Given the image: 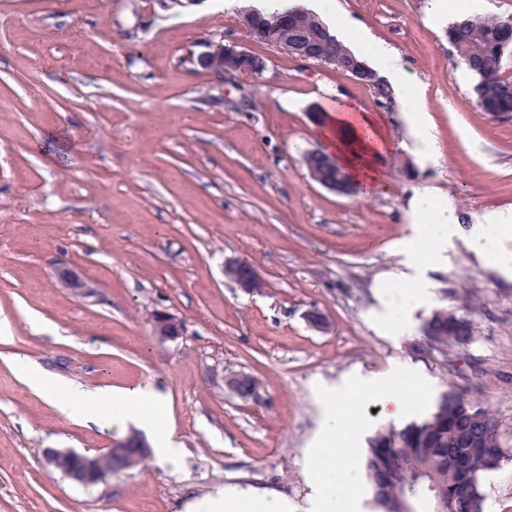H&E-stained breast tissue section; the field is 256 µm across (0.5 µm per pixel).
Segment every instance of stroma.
<instances>
[{
    "label": "stroma",
    "instance_id": "1",
    "mask_svg": "<svg viewBox=\"0 0 512 512\" xmlns=\"http://www.w3.org/2000/svg\"><path fill=\"white\" fill-rule=\"evenodd\" d=\"M356 27L391 46L415 78L433 148L407 113L329 66L248 37L224 0H0V512H188L217 492L274 495L313 512L330 484L336 512H380L364 469L392 388L419 420L449 385L512 423V274L469 246L485 216L512 211V113L476 105L473 80L432 0H338ZM225 39L263 58L232 84L189 55ZM338 103L369 112L389 143L381 188L342 196L314 183L305 155L325 149L309 115ZM410 160L404 176L396 157ZM442 188L460 234L442 259L415 246L413 189ZM416 248L431 296L399 336L380 290ZM243 259L265 279L249 294L224 279ZM77 271L75 294L57 272ZM473 322L459 350L417 353L434 311ZM182 334L158 341L152 317ZM322 312L328 328L306 321ZM94 390L148 386L181 447L165 462L94 486L44 460L48 448L101 454L134 425L62 414L22 366ZM254 377V396L224 384ZM364 377L334 401L330 467L306 465L324 400L314 387ZM485 512H512V460L482 477Z\"/></svg>",
    "mask_w": 512,
    "mask_h": 512
}]
</instances>
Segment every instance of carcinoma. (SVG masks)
<instances>
[{"instance_id":"cac0c4a2","label":"carcinoma","mask_w":512,"mask_h":512,"mask_svg":"<svg viewBox=\"0 0 512 512\" xmlns=\"http://www.w3.org/2000/svg\"><path fill=\"white\" fill-rule=\"evenodd\" d=\"M253 25L263 26L279 17L285 25L256 31L251 38L273 46V40L299 39L333 57L331 66L389 94L371 67L331 34L318 17L302 9L288 13L250 14ZM448 43L473 79L477 106L483 112H512V80L502 77L505 54L512 49V20L497 16H460L448 24ZM308 169L329 177L343 173L340 163L327 154L306 155ZM473 336L472 321L453 310H437L428 325V339L439 346H467ZM506 428L497 412L467 398L456 385L450 387L425 418L402 428L390 426L368 440L364 467L374 500L382 512L400 495L413 509L436 512V498L448 501V512H476L484 504L480 477L491 471L494 454L512 456V430L498 448L485 447L495 431Z\"/></svg>"}]
</instances>
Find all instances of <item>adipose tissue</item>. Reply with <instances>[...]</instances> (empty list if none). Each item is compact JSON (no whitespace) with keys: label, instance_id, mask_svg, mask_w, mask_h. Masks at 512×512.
<instances>
[{"label":"adipose tissue","instance_id":"1","mask_svg":"<svg viewBox=\"0 0 512 512\" xmlns=\"http://www.w3.org/2000/svg\"><path fill=\"white\" fill-rule=\"evenodd\" d=\"M342 43L358 41L367 49L374 68L386 80L404 111L417 112L421 104L414 92L415 83L403 68L399 56L384 42L357 32L349 22L332 30ZM326 139L334 156L355 184L371 191L383 183V159L387 140L376 119L369 113L349 107L335 108L326 122ZM415 241L439 255L451 247L458 233V220L448 207L441 190H418L411 199L409 214ZM28 380L42 390L65 414L91 416L110 424L134 423L153 440L157 460L173 456L180 443L174 430L165 422L163 401L158 393L145 389L115 393L109 390H87L67 385L42 373H28Z\"/></svg>","mask_w":512,"mask_h":512}]
</instances>
